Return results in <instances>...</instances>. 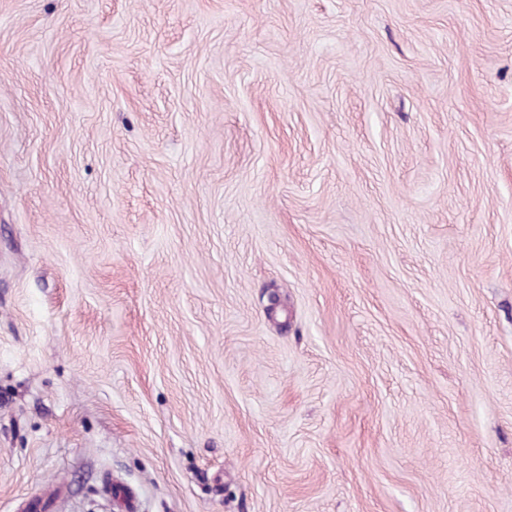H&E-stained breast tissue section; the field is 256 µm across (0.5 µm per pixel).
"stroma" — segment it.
I'll use <instances>...</instances> for the list:
<instances>
[{"label": "stroma", "mask_w": 512, "mask_h": 512, "mask_svg": "<svg viewBox=\"0 0 512 512\" xmlns=\"http://www.w3.org/2000/svg\"><path fill=\"white\" fill-rule=\"evenodd\" d=\"M110 478L512 512V0H0V512Z\"/></svg>", "instance_id": "obj_1"}]
</instances>
